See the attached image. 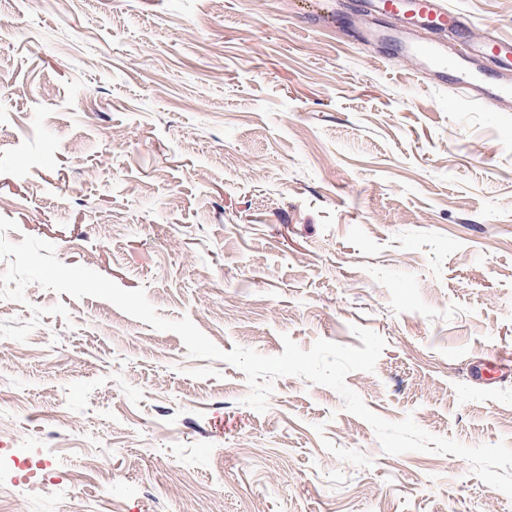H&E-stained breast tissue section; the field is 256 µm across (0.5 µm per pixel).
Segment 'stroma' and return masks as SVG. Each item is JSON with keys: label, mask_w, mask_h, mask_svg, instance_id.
Wrapping results in <instances>:
<instances>
[{"label": "stroma", "mask_w": 512, "mask_h": 512, "mask_svg": "<svg viewBox=\"0 0 512 512\" xmlns=\"http://www.w3.org/2000/svg\"><path fill=\"white\" fill-rule=\"evenodd\" d=\"M512 37V0H448ZM349 0H0V217L224 351L386 341L346 378L512 445V112L355 41ZM0 299L8 512H512L451 454L387 455L330 387L245 375L94 297ZM43 467L17 488V453Z\"/></svg>", "instance_id": "obj_1"}]
</instances>
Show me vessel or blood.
<instances>
[{"instance_id":"obj_1","label":"vessel or blood","mask_w":512,"mask_h":512,"mask_svg":"<svg viewBox=\"0 0 512 512\" xmlns=\"http://www.w3.org/2000/svg\"><path fill=\"white\" fill-rule=\"evenodd\" d=\"M359 7L393 19L385 38L398 56L421 57L434 77L454 75L462 93L512 112V40L489 28L472 39L466 52H457L447 36L468 31L471 21L447 0H360Z\"/></svg>"}]
</instances>
